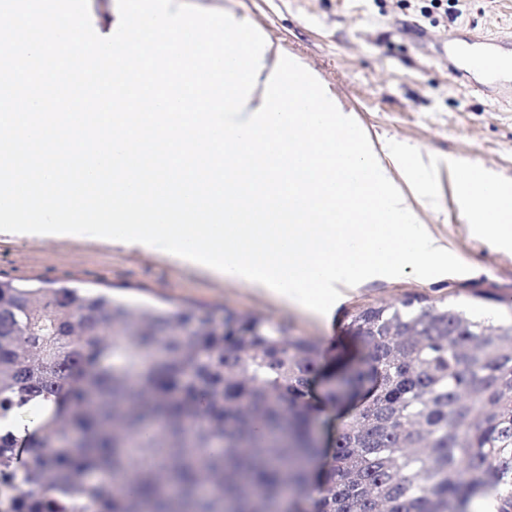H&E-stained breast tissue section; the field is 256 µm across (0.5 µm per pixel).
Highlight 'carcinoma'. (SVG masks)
Here are the masks:
<instances>
[{"mask_svg":"<svg viewBox=\"0 0 512 512\" xmlns=\"http://www.w3.org/2000/svg\"><path fill=\"white\" fill-rule=\"evenodd\" d=\"M359 398L327 463L320 353L257 316L0 281L8 512H512V324L411 299L349 323Z\"/></svg>","mask_w":512,"mask_h":512,"instance_id":"1","label":"carcinoma"}]
</instances>
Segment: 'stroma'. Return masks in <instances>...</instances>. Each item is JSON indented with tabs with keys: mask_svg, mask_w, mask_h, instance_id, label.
I'll return each instance as SVG.
<instances>
[{
	"mask_svg": "<svg viewBox=\"0 0 512 512\" xmlns=\"http://www.w3.org/2000/svg\"><path fill=\"white\" fill-rule=\"evenodd\" d=\"M230 6L267 32L281 49L326 82L380 155L388 141L416 147L422 158L454 156L512 179V75L489 80L469 70L477 37L512 33V0H198ZM418 212L449 251L466 263L462 275L421 279L406 274L363 284L321 317L272 294L215 281L170 259L102 239H43L0 232V279L102 291L122 301L168 309L202 308L254 314L321 352L312 386L314 427L333 434L337 409L325 379L354 361L348 331L358 310L405 298L417 305L459 302L475 315L512 311V252L476 237L448 182L438 206Z\"/></svg>",
	"mask_w": 512,
	"mask_h": 512,
	"instance_id": "obj_1",
	"label": "stroma"
}]
</instances>
